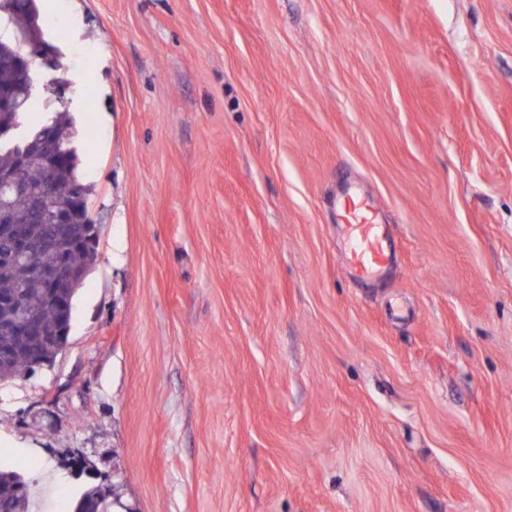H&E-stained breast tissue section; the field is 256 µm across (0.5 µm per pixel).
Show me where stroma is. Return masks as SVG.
<instances>
[{"label": "stroma", "mask_w": 512, "mask_h": 512, "mask_svg": "<svg viewBox=\"0 0 512 512\" xmlns=\"http://www.w3.org/2000/svg\"><path fill=\"white\" fill-rule=\"evenodd\" d=\"M57 11L99 243L68 347L0 387L39 512H512V0ZM346 260L352 278L367 281L381 277L392 263L394 246L388 224L381 223L365 198L352 191L342 195ZM111 491L103 485H90L82 491L74 504L73 512L84 511L91 503L99 504V512H110L112 508Z\"/></svg>", "instance_id": "35a3bbf8"}]
</instances>
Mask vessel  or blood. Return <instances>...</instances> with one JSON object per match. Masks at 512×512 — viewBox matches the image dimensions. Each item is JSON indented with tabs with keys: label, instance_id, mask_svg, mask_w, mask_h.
Wrapping results in <instances>:
<instances>
[{
	"label": "vessel or blood",
	"instance_id": "b4317fda",
	"mask_svg": "<svg viewBox=\"0 0 512 512\" xmlns=\"http://www.w3.org/2000/svg\"><path fill=\"white\" fill-rule=\"evenodd\" d=\"M341 206L340 230L352 278L367 281L381 277L391 265L394 251L387 225L376 218L370 202L355 192L345 191Z\"/></svg>",
	"mask_w": 512,
	"mask_h": 512
}]
</instances>
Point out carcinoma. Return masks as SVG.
<instances>
[{
	"instance_id": "carcinoma-1",
	"label": "carcinoma",
	"mask_w": 512,
	"mask_h": 512,
	"mask_svg": "<svg viewBox=\"0 0 512 512\" xmlns=\"http://www.w3.org/2000/svg\"><path fill=\"white\" fill-rule=\"evenodd\" d=\"M0 12L17 22V32L22 34L29 33L30 27L38 21L36 0H0ZM40 55V44L34 41L23 46L15 41L0 42V89L14 96V107L0 108V125L17 117L25 119L26 134L30 139L42 133L46 114L50 112V98H45V102L38 106L35 99L25 96L33 68L16 64V57L25 56L33 63ZM73 136L68 122L61 117L55 118L53 148L60 161L51 165L31 163L22 171L23 181L33 189L45 191L54 183L61 189L48 198L50 211L72 205V199L63 192L70 184H77L83 192H89V188L80 183L76 171L80 164L92 160V154H79L73 147ZM17 166L18 157L12 145L0 144V172H11ZM11 205L14 219L33 243L55 237L56 225L48 223L47 217L34 209L29 197L16 198ZM88 232V248L83 252H70L71 261L86 269L91 268L94 259L97 225H89ZM67 251L68 242L62 240L54 247L36 249L30 260L0 262V298L15 296L20 299L41 329V334L36 336L19 335L15 332L13 310L0 304V383L35 373L38 360L52 362L64 350L59 332L65 330L68 337L70 329L64 328L57 302L61 299L74 302L81 284L64 281L56 288H47L41 270L56 266ZM31 484L32 480L16 469H0V509L3 512H32ZM91 502L99 504V512H110L111 491L102 485L88 486L76 500L73 512H83Z\"/></svg>"
}]
</instances>
